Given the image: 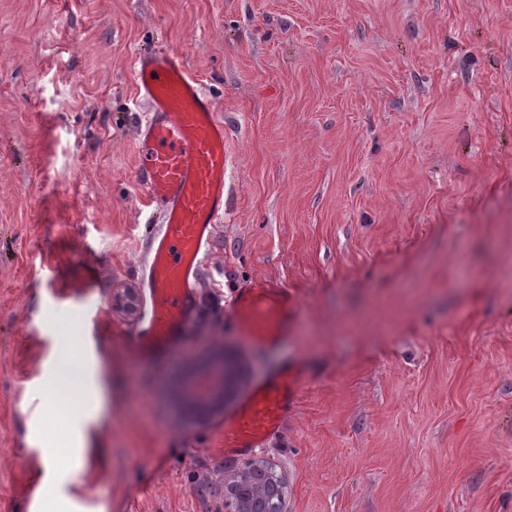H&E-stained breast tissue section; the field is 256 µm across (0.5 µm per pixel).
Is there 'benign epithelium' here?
<instances>
[{"mask_svg": "<svg viewBox=\"0 0 512 512\" xmlns=\"http://www.w3.org/2000/svg\"><path fill=\"white\" fill-rule=\"evenodd\" d=\"M113 305L127 316L138 310L136 294L117 293ZM241 364L227 359L223 351L204 360L188 386L185 419L203 425L224 410L226 402L243 376ZM286 475L265 460H252L224 478V512H285Z\"/></svg>", "mask_w": 512, "mask_h": 512, "instance_id": "1", "label": "benign epithelium"}]
</instances>
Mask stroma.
Wrapping results in <instances>:
<instances>
[{
	"instance_id": "stroma-1",
	"label": "stroma",
	"mask_w": 512,
	"mask_h": 512,
	"mask_svg": "<svg viewBox=\"0 0 512 512\" xmlns=\"http://www.w3.org/2000/svg\"><path fill=\"white\" fill-rule=\"evenodd\" d=\"M180 52L224 121V220L185 338L136 360L155 214L136 181L134 54ZM247 286L297 308L254 345ZM134 289L129 317L114 294ZM112 377L91 512H222L224 415L283 365L255 449L287 512H512V0H0V512H30L61 334ZM224 347L246 375L193 427L174 388ZM297 301L285 288L242 289L232 304V317L241 334L261 347L280 343L288 334V316Z\"/></svg>"
}]
</instances>
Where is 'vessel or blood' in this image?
<instances>
[{"instance_id":"obj_1","label":"vessel or blood","mask_w":512,"mask_h":512,"mask_svg":"<svg viewBox=\"0 0 512 512\" xmlns=\"http://www.w3.org/2000/svg\"><path fill=\"white\" fill-rule=\"evenodd\" d=\"M132 75L146 107L135 131L137 180L159 222L143 274L152 311L136 344L137 355L147 358L167 349L186 328L203 255L224 216L228 149L224 123L181 54L138 53ZM296 305L288 289L247 287L236 295L231 313L241 334L270 347L286 337ZM300 382L296 368L287 366L254 386L224 421V453L246 454L277 433Z\"/></svg>"}]
</instances>
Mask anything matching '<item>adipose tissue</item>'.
<instances>
[{
  "label": "adipose tissue",
  "mask_w": 512,
  "mask_h": 512,
  "mask_svg": "<svg viewBox=\"0 0 512 512\" xmlns=\"http://www.w3.org/2000/svg\"><path fill=\"white\" fill-rule=\"evenodd\" d=\"M50 401L64 400L67 404L65 421L74 428V440L66 455L43 451L42 467L45 483L64 485L72 473L81 470L99 457L97 421L110 380L107 376H88L79 371L75 380L51 374L45 382Z\"/></svg>",
  "instance_id": "ef3b65f1"
}]
</instances>
